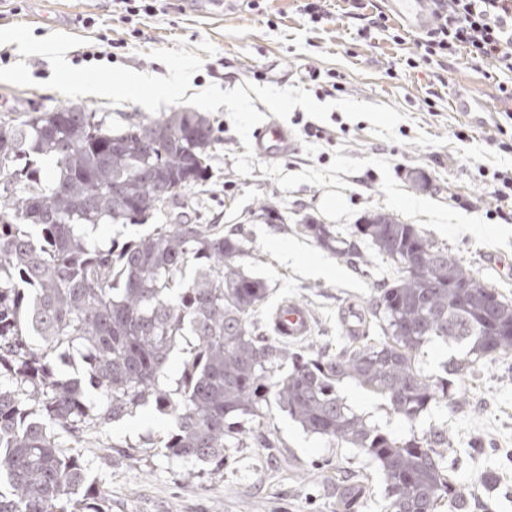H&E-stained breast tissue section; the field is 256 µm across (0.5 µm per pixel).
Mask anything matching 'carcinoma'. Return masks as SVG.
I'll return each instance as SVG.
<instances>
[{"label": "carcinoma", "instance_id": "obj_1", "mask_svg": "<svg viewBox=\"0 0 512 512\" xmlns=\"http://www.w3.org/2000/svg\"><path fill=\"white\" fill-rule=\"evenodd\" d=\"M160 140L154 152L147 144ZM216 138L210 120L171 112L112 128L83 107H62L0 124V512H112L106 490L86 484L87 466L62 439L101 433L153 406L171 423L164 457L222 470L251 426L277 405L304 431L354 448L384 475V512H467L471 488L452 479L448 430L380 429L340 395L346 380L380 396L414 426L432 405L452 413L463 392L424 373L432 341L465 348L448 374L512 358V302L474 277L414 224L373 214L347 237L302 224L338 259L363 258L367 243L396 277L376 289L361 332L336 352L287 350L258 333L269 295L246 271L243 229L154 224L105 249L87 225L136 224L209 178ZM50 164L41 173L37 162ZM425 242L434 260L406 270L405 253ZM470 287H453L460 278ZM184 354L168 384L170 354ZM85 358L78 374L57 360ZM372 496L360 475L336 478L332 512H364Z\"/></svg>", "mask_w": 512, "mask_h": 512}]
</instances>
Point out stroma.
<instances>
[{
    "label": "stroma",
    "instance_id": "stroma-1",
    "mask_svg": "<svg viewBox=\"0 0 512 512\" xmlns=\"http://www.w3.org/2000/svg\"><path fill=\"white\" fill-rule=\"evenodd\" d=\"M327 0L326 16L312 21L305 0H0V28L24 24L35 38L55 32L84 37L85 50L107 49L117 41L112 62L154 75L167 67L149 51L185 42L203 67L192 82L231 89L250 83L277 88L304 87L315 101L343 98L392 106L402 113L397 142L373 136L364 119L349 120L332 110L327 121L295 108L283 125L294 147L277 158L255 157L252 174L238 175L235 156L245 147L226 107L209 113L218 142L210 160L211 177L182 192L152 224H221L243 227L254 253L244 266L264 279L270 294L255 319L271 335L269 316L283 301L310 311L312 332L300 347L330 352L345 343L349 309L366 310L376 288L392 278L389 263L370 247L366 268L336 259L299 230L303 219L341 233L364 216L383 212L416 225L448 249L488 287L512 301V205H498L490 193L494 173H512V150L501 149L496 125L512 107L500 86H512V73L494 61L473 66L466 53L422 60L421 34L410 32L385 0ZM383 15L371 29L368 17ZM12 82L0 81V120L47 112L72 104L106 117L122 128L151 120L142 106L91 96L72 99L47 88L52 76L45 57L17 55L6 45ZM475 101L462 112L459 102ZM336 202L326 209L325 200ZM271 204L283 221L262 216ZM466 401L456 413L433 407L416 430L447 428L457 451L456 481L473 485L478 498H492L494 512H512V377L501 362H483L456 380ZM339 391L358 413L386 431L407 434L410 427L388 414L380 398L346 381ZM138 426L114 423L108 433H90L72 452L88 467L87 479L103 485L112 512H331L327 487L337 475H368L373 494L365 512H383L384 477L353 449L311 435L278 407H271L267 429L273 448H242L234 465L221 471L197 464L186 479L168 463L158 440L168 420L153 407L142 408ZM497 485L486 491L484 475Z\"/></svg>",
    "mask_w": 512,
    "mask_h": 512
}]
</instances>
